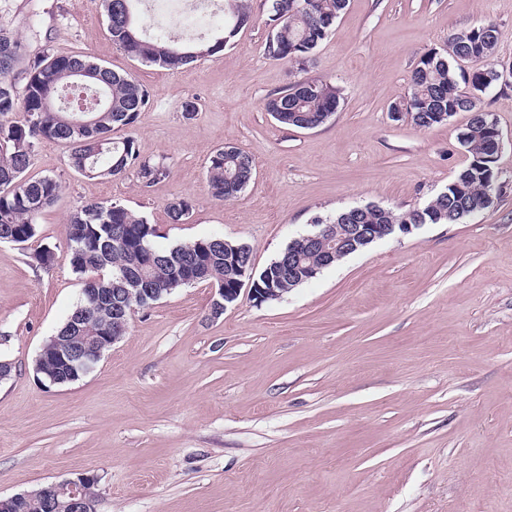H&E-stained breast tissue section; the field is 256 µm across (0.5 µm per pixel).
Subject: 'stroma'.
<instances>
[{
  "mask_svg": "<svg viewBox=\"0 0 512 512\" xmlns=\"http://www.w3.org/2000/svg\"><path fill=\"white\" fill-rule=\"evenodd\" d=\"M224 51L169 70L112 42L101 0H0V26L29 55L85 54L144 84L131 127L135 171L87 178L43 141L29 176L63 191L36 239L0 244V494L94 473L96 512H512V86L482 105L496 122L500 191L462 224H425L372 243L279 300L248 294L221 316L200 283L135 310L95 369L41 384L34 361L81 298L67 259L77 207L117 202L167 247L211 235L245 243L265 267L317 219L377 203L418 209L469 161L470 115L424 131L392 118L421 55L452 30L495 24L493 62L512 69V0H349L306 70L269 57L267 0ZM342 92L314 129L285 128L266 98L300 77ZM197 110L184 116L182 104ZM231 143L255 162L232 202L213 201L211 153ZM191 200L170 223L166 205ZM54 249L49 269L40 247Z\"/></svg>",
  "mask_w": 512,
  "mask_h": 512,
  "instance_id": "35a3bbf8",
  "label": "stroma"
}]
</instances>
